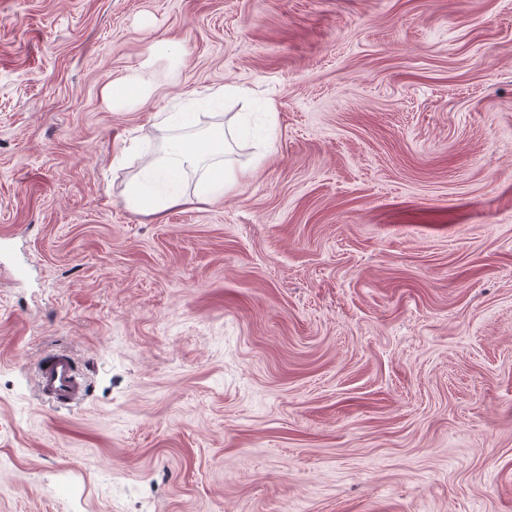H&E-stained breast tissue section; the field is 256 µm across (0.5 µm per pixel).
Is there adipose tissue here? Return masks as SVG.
Here are the masks:
<instances>
[{
  "instance_id": "obj_1",
  "label": "adipose tissue",
  "mask_w": 512,
  "mask_h": 512,
  "mask_svg": "<svg viewBox=\"0 0 512 512\" xmlns=\"http://www.w3.org/2000/svg\"><path fill=\"white\" fill-rule=\"evenodd\" d=\"M230 151L227 136L219 131L205 136L175 138L162 156L128 183L125 190L127 208L140 214L159 215L187 203L180 182L186 171L198 168L204 171L198 198L207 199L228 192L242 177L227 159Z\"/></svg>"
}]
</instances>
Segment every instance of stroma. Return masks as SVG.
Returning <instances> with one entry per match:
<instances>
[{"label":"stroma","mask_w":512,"mask_h":512,"mask_svg":"<svg viewBox=\"0 0 512 512\" xmlns=\"http://www.w3.org/2000/svg\"><path fill=\"white\" fill-rule=\"evenodd\" d=\"M0 512H512V0H0ZM247 92L237 86L224 85L219 87L210 95L197 99V104L201 107H211L212 109H219L223 105V101L228 97H245ZM223 124L216 132L197 137L175 138L163 155L150 163L144 172L128 183L125 203L129 210L159 215L166 210L192 202L180 188L186 170H197L205 165L204 181L198 188L197 199L224 195L233 189L245 171H236L225 156L232 152ZM37 377L39 393L53 401L77 402L85 391L73 359L64 352L47 356L39 365Z\"/></svg>","instance_id":"stroma-1"}]
</instances>
